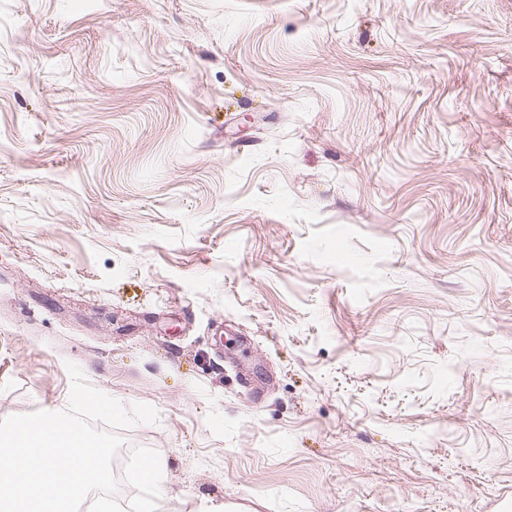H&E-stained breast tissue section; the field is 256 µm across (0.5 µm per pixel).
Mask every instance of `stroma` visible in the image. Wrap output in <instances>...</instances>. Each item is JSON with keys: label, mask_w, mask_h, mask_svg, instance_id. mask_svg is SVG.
I'll return each instance as SVG.
<instances>
[{"label": "stroma", "mask_w": 512, "mask_h": 512, "mask_svg": "<svg viewBox=\"0 0 512 512\" xmlns=\"http://www.w3.org/2000/svg\"><path fill=\"white\" fill-rule=\"evenodd\" d=\"M70 362L172 512H512V0H0V419Z\"/></svg>", "instance_id": "1"}]
</instances>
